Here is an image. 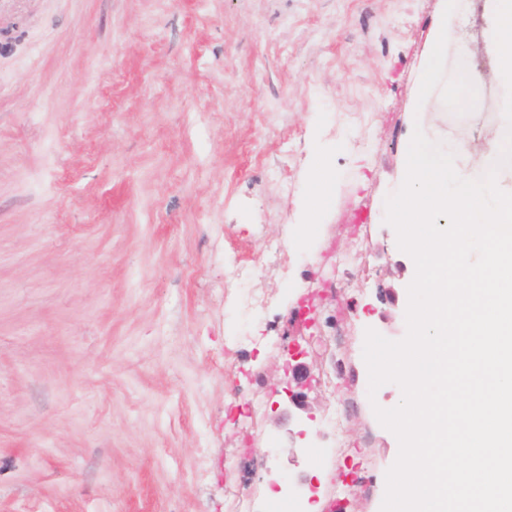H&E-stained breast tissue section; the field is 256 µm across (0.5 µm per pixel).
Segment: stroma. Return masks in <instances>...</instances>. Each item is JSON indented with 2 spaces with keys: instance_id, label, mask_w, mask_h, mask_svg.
<instances>
[{
  "instance_id": "1",
  "label": "stroma",
  "mask_w": 512,
  "mask_h": 512,
  "mask_svg": "<svg viewBox=\"0 0 512 512\" xmlns=\"http://www.w3.org/2000/svg\"><path fill=\"white\" fill-rule=\"evenodd\" d=\"M439 4L0 0V512H226L244 448L324 510L358 463L338 504L380 512L374 409L402 393L369 395L365 331L405 336L415 275L385 200L415 129L483 149L506 96L488 0L449 9L434 63ZM317 146L336 187L302 248ZM289 342L310 387L284 424Z\"/></svg>"
}]
</instances>
